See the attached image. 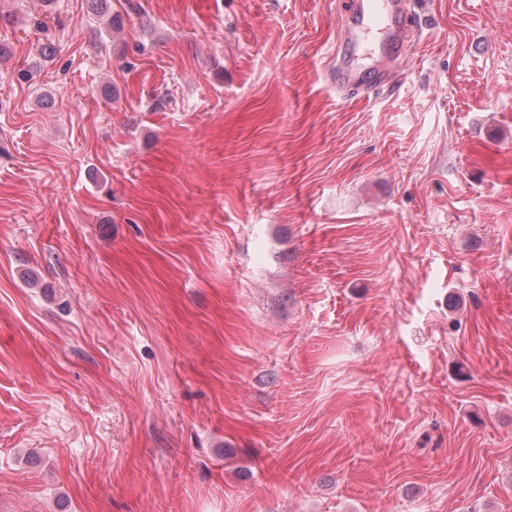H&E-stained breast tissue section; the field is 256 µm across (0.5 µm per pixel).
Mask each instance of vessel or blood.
<instances>
[{"label":"vessel or blood","instance_id":"vessel-or-blood-1","mask_svg":"<svg viewBox=\"0 0 512 512\" xmlns=\"http://www.w3.org/2000/svg\"><path fill=\"white\" fill-rule=\"evenodd\" d=\"M336 63L328 79L353 97L390 82L408 46L412 24L407 0H343Z\"/></svg>","mask_w":512,"mask_h":512}]
</instances>
